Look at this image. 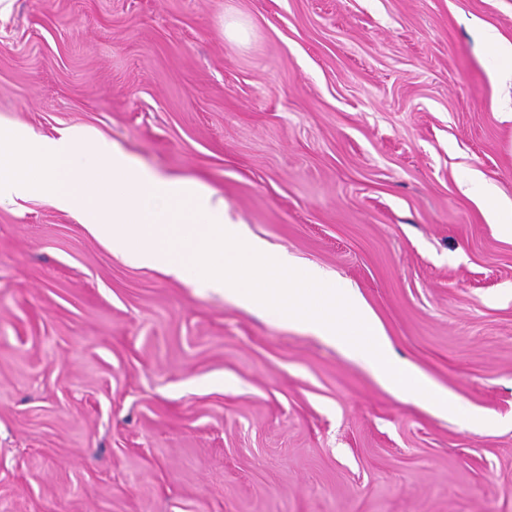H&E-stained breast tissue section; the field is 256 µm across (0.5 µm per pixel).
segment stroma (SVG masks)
<instances>
[{
	"instance_id": "1",
	"label": "stroma",
	"mask_w": 512,
	"mask_h": 512,
	"mask_svg": "<svg viewBox=\"0 0 512 512\" xmlns=\"http://www.w3.org/2000/svg\"><path fill=\"white\" fill-rule=\"evenodd\" d=\"M248 31L225 38V22ZM512 0H0V130L92 127L358 288L487 415L0 202V512H512ZM486 214L490 224H498L504 235L512 237V201H498L486 207Z\"/></svg>"
}]
</instances>
